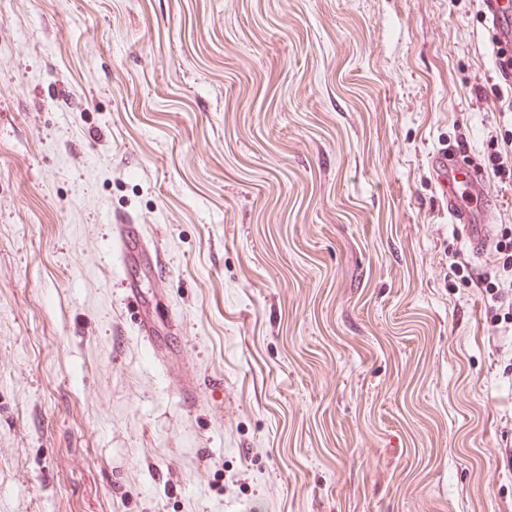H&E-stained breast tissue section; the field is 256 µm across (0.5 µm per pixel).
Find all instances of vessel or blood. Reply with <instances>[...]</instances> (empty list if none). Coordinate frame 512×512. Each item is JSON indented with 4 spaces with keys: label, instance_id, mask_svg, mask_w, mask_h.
<instances>
[{
    "label": "vessel or blood",
    "instance_id": "b4317fda",
    "mask_svg": "<svg viewBox=\"0 0 512 512\" xmlns=\"http://www.w3.org/2000/svg\"><path fill=\"white\" fill-rule=\"evenodd\" d=\"M485 15L492 25L497 40L492 43L494 54H512V33L508 32L505 19L512 10L501 0H485ZM436 188L448 207V214L457 225L462 238L474 257H481L489 248L492 236L493 199L487 189L486 176L476 161H462L455 150L442 147L429 158ZM114 244L124 269L146 262L160 265L158 248H147L137 225L116 224L112 227ZM124 297L137 313V334L158 355L160 364L180 359L181 353L167 348L157 334L152 315L153 303L148 300L142 283L132 278L123 279Z\"/></svg>",
    "mask_w": 512,
    "mask_h": 512
}]
</instances>
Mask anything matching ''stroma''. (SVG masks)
I'll list each match as a JSON object with an SVG mask.
<instances>
[{
	"mask_svg": "<svg viewBox=\"0 0 512 512\" xmlns=\"http://www.w3.org/2000/svg\"><path fill=\"white\" fill-rule=\"evenodd\" d=\"M483 10L0 0V512H512V270L428 159L512 131ZM136 224H111L114 244L123 269L127 272L123 279L124 297L131 308L137 313V334L139 338L151 346L158 355L159 362L165 366L168 357L172 360L181 359L180 350H171L157 335V328L152 315L153 301L162 302L159 295L153 294L148 300L143 284L132 278L130 270L133 265L141 262L158 266L161 264V252L157 246L147 249L142 237L139 234Z\"/></svg>",
	"mask_w": 512,
	"mask_h": 512,
	"instance_id": "stroma-1",
	"label": "stroma"
}]
</instances>
